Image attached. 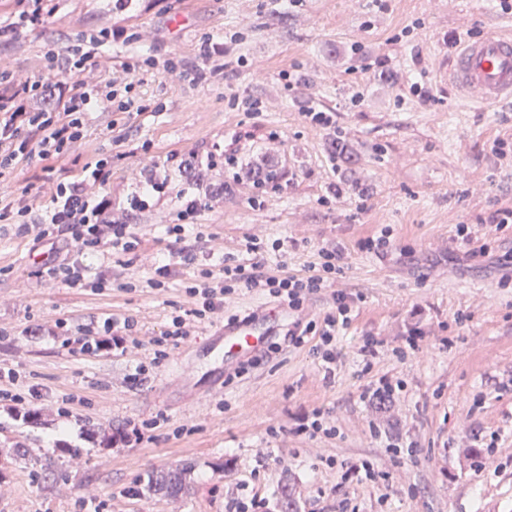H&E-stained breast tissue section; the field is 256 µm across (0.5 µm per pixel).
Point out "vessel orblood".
<instances>
[{"label":"vessel or blood","instance_id":"vessel-or-blood-1","mask_svg":"<svg viewBox=\"0 0 512 512\" xmlns=\"http://www.w3.org/2000/svg\"><path fill=\"white\" fill-rule=\"evenodd\" d=\"M451 81L467 97L485 104L512 100V39L494 34L475 37L456 57ZM265 331L255 320L227 322L220 335L225 358L256 350Z\"/></svg>","mask_w":512,"mask_h":512}]
</instances>
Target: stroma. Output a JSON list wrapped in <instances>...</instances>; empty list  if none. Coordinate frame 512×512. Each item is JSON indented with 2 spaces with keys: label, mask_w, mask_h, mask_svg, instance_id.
<instances>
[{
  "label": "stroma",
  "mask_w": 512,
  "mask_h": 512,
  "mask_svg": "<svg viewBox=\"0 0 512 512\" xmlns=\"http://www.w3.org/2000/svg\"><path fill=\"white\" fill-rule=\"evenodd\" d=\"M50 5L52 17L10 45L15 69L40 72L47 48L112 16V0ZM129 23L137 41L108 56L191 62L212 40L247 63L212 82L159 72L133 89L146 112L91 113L82 151L111 156L113 189L131 193L148 161L173 152L204 167L232 151L245 168L273 170L280 187L261 195L225 177L223 196L180 241L196 262L174 265L161 288L121 252L81 256L65 245L62 255L104 287L30 289L41 255L15 226L0 227V370L16 373L25 397L17 414L0 407V512H225L233 495L266 501V512H285L288 498L297 512H512V225L485 221L512 204V171L491 151L512 142V102L464 99L448 78L450 34L509 38L512 16L492 0H156ZM377 59L384 67L365 72ZM419 76L432 102L407 96ZM234 94L262 110L233 104ZM310 108L333 125L310 126ZM334 140L350 159H332ZM176 211L172 201L132 214L141 251L168 253ZM385 227V255L361 249ZM249 237L285 242L291 275L311 274L323 246L342 248L335 286L354 303L335 364L313 344L281 340L244 372L225 366L211 338L234 317L273 309L257 289L230 296L190 341H162L170 317L192 305L187 283L204 269L220 278ZM482 245L488 255L472 257ZM109 316L134 323L127 353L80 354V339ZM413 326L422 336L412 348ZM369 340L376 356L360 353ZM139 364L146 373L135 381ZM383 377L397 386L394 401H361ZM316 414L329 433L299 432L300 418ZM135 425L140 440L106 442ZM361 464L374 478H346ZM176 465L187 466L191 490L149 494V473Z\"/></svg>",
  "instance_id": "1"
}]
</instances>
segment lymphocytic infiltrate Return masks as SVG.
Wrapping results in <instances>:
<instances>
[{
    "mask_svg": "<svg viewBox=\"0 0 512 512\" xmlns=\"http://www.w3.org/2000/svg\"><path fill=\"white\" fill-rule=\"evenodd\" d=\"M13 2L10 17L0 24V39L45 23L51 15L49 0ZM130 2L113 0L112 24L96 32H83L63 48L48 50L40 74L29 75L7 63L0 65V186L9 182L20 167L42 161L41 191L51 204L47 219L39 222L33 218V206L26 196L0 189V223L15 225L18 234L44 247V261L33 273L39 282L57 280L74 288L86 280L88 267L58 257L59 243L90 254L107 247L131 252L138 246L129 224L132 213L161 209L166 197L176 195L180 202L178 222L168 231L177 235L215 197L210 190L195 193L173 189L167 170L162 169L152 171L139 183L137 192L120 202L113 198L109 186L111 158L85 163L73 175L58 166L59 160L75 157L87 135L90 113L144 112V105L131 91L146 69L159 65L169 77L197 81L224 77V47L209 41L202 44L193 64L174 53L160 63L137 55L124 57L117 64L104 62L105 47L127 46L136 39L124 23ZM245 252V259L225 260L221 280L205 278L188 287L194 306L172 316L166 338L176 343L188 339L194 335L197 323L223 309L225 295L240 288H255L292 312L286 335L289 345L299 347L310 338H318L324 348V362L335 363L331 345L339 328L348 325L354 301L351 294L334 287L341 271V249L335 245L322 247L318 273L302 277L269 271L263 258L264 246L257 238H247ZM329 286L334 289V311L319 323L298 318L304 300Z\"/></svg>",
    "mask_w": 512,
    "mask_h": 512,
    "instance_id": "1",
    "label": "lymphocytic infiltrate"
}]
</instances>
